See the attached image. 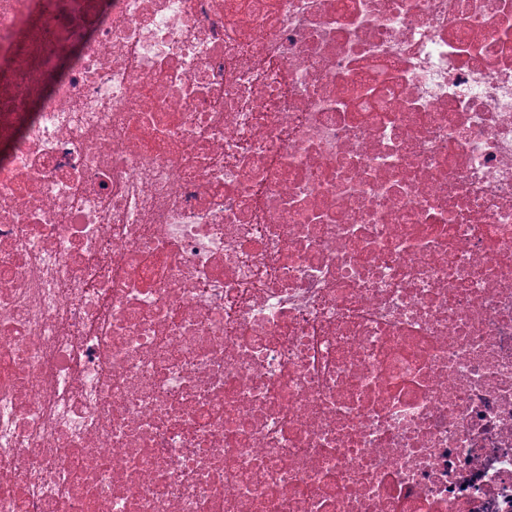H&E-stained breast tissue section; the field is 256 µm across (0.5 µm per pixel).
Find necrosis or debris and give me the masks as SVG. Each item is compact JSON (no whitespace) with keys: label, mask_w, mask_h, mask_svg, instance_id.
I'll return each instance as SVG.
<instances>
[{"label":"necrosis or debris","mask_w":512,"mask_h":512,"mask_svg":"<svg viewBox=\"0 0 512 512\" xmlns=\"http://www.w3.org/2000/svg\"><path fill=\"white\" fill-rule=\"evenodd\" d=\"M0 512H512V0H0Z\"/></svg>","instance_id":"obj_1"}]
</instances>
